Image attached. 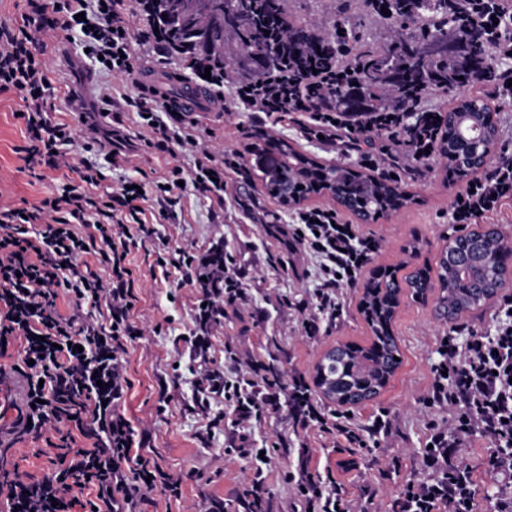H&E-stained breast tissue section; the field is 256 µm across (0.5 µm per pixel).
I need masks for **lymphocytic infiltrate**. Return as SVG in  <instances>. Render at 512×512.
<instances>
[{"mask_svg":"<svg viewBox=\"0 0 512 512\" xmlns=\"http://www.w3.org/2000/svg\"><path fill=\"white\" fill-rule=\"evenodd\" d=\"M26 2L29 11L18 27H0V93L15 92L23 102L18 116L26 128L25 162L59 170L69 165L63 148L75 140L77 129L70 121L53 117L47 101L51 81L45 35L59 26L81 32L91 57H103L108 72L119 75L133 72L135 46L152 44L172 56L178 50L166 45L163 33L153 27H137L125 19L123 0ZM341 83L334 70L297 84L288 74L261 70L242 80L227 72L209 80L225 111L259 112L275 124L292 113L306 112L312 134L335 138L347 133L345 149L369 148V160L382 177L391 176L399 157L418 165L429 159L438 124L431 108L417 103L422 121L411 129L405 125L402 103L390 102L372 117L377 139L362 141L327 100L330 90ZM101 104L107 112L132 107L146 131L147 148L166 154L172 142L187 145L195 153L194 167L188 172L170 168L149 194L122 186L105 196L96 193L98 175L88 167L80 172L79 184H64L32 207L0 208V354L16 339L24 353L23 362L12 370L0 368V386L8 383L11 372L21 373L27 383L28 406L20 417L25 429L57 432L67 447L50 458L51 476L39 479L16 473L0 483V497L16 512H139V503L151 493L182 496L181 477L142 454L135 429L120 411L129 386L124 344L139 333L132 321L136 296L129 255L153 233L144 217V202L173 216L183 182L223 197L224 172L241 168L242 155L228 150L216 157L198 139L194 121L187 113L174 111L158 90L145 89L134 98L107 92ZM511 197L512 167H493L475 180L472 191L455 197L454 220L469 223ZM296 219L290 227L291 242L310 256L317 280L313 295L301 305L305 330L313 335L319 330L317 314L336 316L339 288L357 284L375 251L370 237L358 235L354 225L341 224L333 208L306 209ZM39 221L44 230L30 231V224ZM160 258L163 278L180 277L201 291L203 306L195 317L193 342L201 347L223 317L225 303L243 298L247 274L233 266L220 241L203 255L179 247L165 250ZM89 259L108 270V277L80 273L79 264ZM63 296L78 303L103 300L105 320L61 313L58 300ZM501 311L504 318L494 335L464 339L455 329L439 346L441 359L423 402L448 408L453 416L450 430H434L429 438L435 459H447L458 436L475 432L498 448H512V296L504 298ZM276 397L271 387L259 392L249 370L240 367L230 378L207 373L198 389L200 404L224 399L241 424L257 415L261 403ZM291 399L304 428L341 435L354 448L364 442L349 416L320 411L308 386L295 383ZM79 436L92 440V447H75ZM449 502L454 503V512H473L448 481L408 484L398 506L400 512H437L439 504Z\"/></svg>","mask_w":512,"mask_h":512,"instance_id":"1","label":"lymphocytic infiltrate"}]
</instances>
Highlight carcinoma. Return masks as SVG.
Returning a JSON list of instances; mask_svg holds the SVG:
<instances>
[{"instance_id":"1","label":"carcinoma","mask_w":512,"mask_h":512,"mask_svg":"<svg viewBox=\"0 0 512 512\" xmlns=\"http://www.w3.org/2000/svg\"><path fill=\"white\" fill-rule=\"evenodd\" d=\"M380 18L407 31V38L381 49L365 48L355 30L348 26V17L336 15V38L323 42L309 25L288 18L283 0H212L209 13L189 17L182 0H139L147 20L164 25L166 40L174 46L193 48L187 57L193 67L213 66L224 70L247 59L258 64L288 68L302 77L312 69H330L341 59L351 66L350 80L333 89L331 97L336 109L358 121L360 134L368 137L374 130L368 125L371 116L388 102L397 99L413 103L431 89L452 93L474 78L483 83L497 81L498 66L488 61L490 42L497 31L481 27L478 36L472 29L481 22L484 5L479 0L460 3L458 0H366ZM233 34L241 54L226 50V36ZM459 43L450 54L448 39ZM494 110L481 98L472 97L454 103L444 115L436 152L448 160V141L459 149L467 148V138L477 130L496 141L498 119ZM342 181L362 186L359 216L365 220L390 208L405 207L411 199L400 192L401 184L378 178L374 183L367 173L344 167L335 171ZM500 247L495 232L468 235L454 233L445 239L436 270L417 268L402 277L393 269L382 279H373L366 286L360 309L372 333L371 345L335 347L327 352L317 366L315 383L326 399L355 389L347 405L373 400L386 387L398 369L399 344L392 331V321L399 305L402 285L422 296L438 285L442 295L438 306L448 322H458L464 314L482 309L499 293L495 282L482 288L474 284V274L482 270L488 254ZM465 255L472 270L466 276L451 269L445 260L455 252Z\"/></svg>"}]
</instances>
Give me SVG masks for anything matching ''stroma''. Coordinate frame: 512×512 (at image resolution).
I'll return each instance as SVG.
<instances>
[{
	"label": "stroma",
	"mask_w": 512,
	"mask_h": 512,
	"mask_svg": "<svg viewBox=\"0 0 512 512\" xmlns=\"http://www.w3.org/2000/svg\"><path fill=\"white\" fill-rule=\"evenodd\" d=\"M284 7L289 16L306 20L320 34L330 32L342 8L367 45L376 47L398 36L393 25L367 11L363 0H284ZM45 42L51 68L50 101L65 118L75 110L68 100L70 92L82 89L88 73L97 87L114 86L132 97L141 91L139 74L144 70L173 99L197 86L183 59L162 56L148 45L135 49L134 74L117 76L99 70L84 55L80 36L70 31L56 29ZM20 108L16 94H0V206H33L63 183H78L76 170L84 165L100 174L96 191L102 195L128 180L151 183L171 166L188 169L193 165L192 152L178 145L170 156L139 147L129 162L116 166L109 142L87 149L78 140L64 148L72 169L49 170L39 180L31 176L19 153L25 143V127L17 117ZM193 117L200 137L209 140L215 151L243 152L244 165L227 171L223 200L187 189L176 217L154 220L153 235L129 256L137 279L134 321L144 334L126 344L130 386L121 410L135 429L145 432L144 455L183 479L181 499L157 498L149 512H211L216 501L223 502L224 512H248L251 485L258 478L265 487L261 512H305L288 480L304 467L312 473H330L353 512H394L408 483L437 478V470L427 463L424 444L432 428L445 429L451 422L447 409H429L421 401L440 359L439 339L450 329L436 311L438 291L423 298L403 294L393 325L402 363L375 399L350 410L364 428L383 414L391 423L389 433L377 434L367 447L350 448L343 440L302 429L285 402L263 407L257 419L242 426L224 403L215 401L210 408H201L199 381L209 371L229 372L230 357L253 362L258 378H266L274 366L282 384L298 380L310 386L327 350L339 343L368 342L370 331L359 311L363 294L359 286L339 290L336 320L320 315L318 333H305L299 303L315 287L313 264L302 249L288 243L295 209L282 207L260 178L261 169L277 159L269 147L273 138L287 140L300 153L330 164L363 171L367 159L360 153H341L337 145L307 135L305 113L273 127L258 112L226 115L216 99L206 95ZM396 173L415 201L389 218L361 225V232L382 243L372 264L435 266L445 237L456 229L451 202L465 186L448 181L435 159L420 176L411 175L403 164ZM217 239L223 240L225 254L248 271L249 279L244 300L225 306L221 325L209 338L207 359L201 362L189 356L198 291L177 278L155 276L154 263L163 246L202 252ZM271 254L282 257L286 269L271 266L267 261ZM25 391L24 378L14 376L5 402L7 414L0 419L5 429L0 440L8 445L0 454V465L40 478L50 472L42 453L45 439L13 429ZM242 434L251 447L265 449V457L228 454L231 442ZM494 453L493 442L474 434L461 442L450 459L451 465L470 471L475 512H494L499 499L512 497V470L494 465Z\"/></svg>",
	"instance_id": "1"
}]
</instances>
